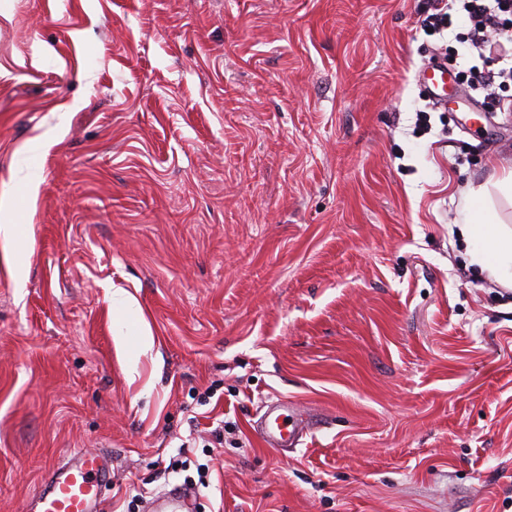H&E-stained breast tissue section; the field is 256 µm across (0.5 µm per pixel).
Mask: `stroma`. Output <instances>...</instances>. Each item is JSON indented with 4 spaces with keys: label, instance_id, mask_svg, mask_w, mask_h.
I'll use <instances>...</instances> for the list:
<instances>
[{
    "label": "stroma",
    "instance_id": "1",
    "mask_svg": "<svg viewBox=\"0 0 512 512\" xmlns=\"http://www.w3.org/2000/svg\"><path fill=\"white\" fill-rule=\"evenodd\" d=\"M424 10L0 0V512L103 444L101 512L205 463L195 512H512V291L459 230L512 111L429 101L472 50ZM274 399L298 448L257 434ZM421 80L432 100L441 104L448 102V67L434 65L425 68L421 73ZM265 407L260 432L262 441L272 448L300 445L312 427L311 420L287 402H272Z\"/></svg>",
    "mask_w": 512,
    "mask_h": 512
}]
</instances>
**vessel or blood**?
I'll use <instances>...</instances> for the list:
<instances>
[{
    "mask_svg": "<svg viewBox=\"0 0 512 512\" xmlns=\"http://www.w3.org/2000/svg\"><path fill=\"white\" fill-rule=\"evenodd\" d=\"M421 80L432 100L447 103V68L439 65L425 68ZM311 427V420L294 405L273 402L266 406L260 435L269 447H295L302 443ZM111 479L109 451L75 450L45 470L38 490L28 500L26 512H100L101 489ZM194 498L191 489L178 486L155 497L148 509L149 512H192Z\"/></svg>",
    "mask_w": 512,
    "mask_h": 512,
    "instance_id": "obj_1",
    "label": "vessel or blood"
}]
</instances>
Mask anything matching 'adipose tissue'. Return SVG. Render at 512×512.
Returning <instances> with one entry per match:
<instances>
[{
	"label": "adipose tissue",
	"instance_id": "ef3b65f1",
	"mask_svg": "<svg viewBox=\"0 0 512 512\" xmlns=\"http://www.w3.org/2000/svg\"><path fill=\"white\" fill-rule=\"evenodd\" d=\"M512 202V171L496 177L492 186L468 188L463 194L466 222L460 233L472 265L512 288V225L506 224L496 198Z\"/></svg>",
	"mask_w": 512,
	"mask_h": 512
}]
</instances>
